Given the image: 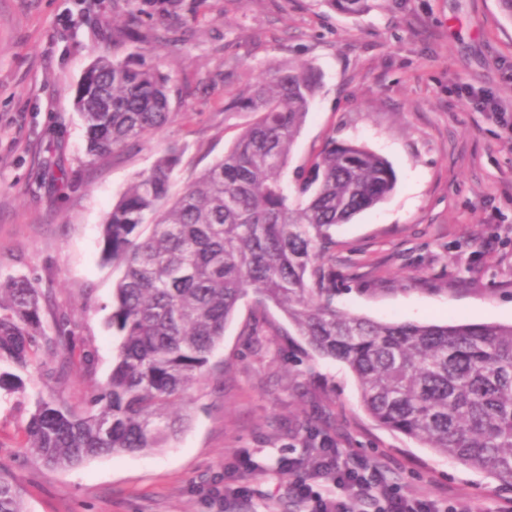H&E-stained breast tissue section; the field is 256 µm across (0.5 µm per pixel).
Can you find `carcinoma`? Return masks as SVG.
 I'll return each instance as SVG.
<instances>
[{
	"mask_svg": "<svg viewBox=\"0 0 512 512\" xmlns=\"http://www.w3.org/2000/svg\"><path fill=\"white\" fill-rule=\"evenodd\" d=\"M349 15L369 0H328ZM231 106L256 114L236 142L177 195L170 148L112 206L102 258L122 265L109 327L112 372L81 412L39 397L26 425L47 467L165 448L190 425L189 392L203 377L239 301L251 290L281 310L309 348L345 363L361 403L385 427L512 483V325L381 323L333 305L332 230L384 201L392 165L331 140L295 171L293 144L319 82L309 65L245 77ZM92 157L140 141L173 117L157 69L96 57L75 97ZM37 279H0V364L17 370L47 346L68 374L67 319L42 324ZM0 512H27L16 477L0 469Z\"/></svg>",
	"mask_w": 512,
	"mask_h": 512,
	"instance_id": "obj_1",
	"label": "carcinoma"
}]
</instances>
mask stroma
Masks as SVG:
<instances>
[{"instance_id":"1","label":"stroma","mask_w":512,"mask_h":512,"mask_svg":"<svg viewBox=\"0 0 512 512\" xmlns=\"http://www.w3.org/2000/svg\"><path fill=\"white\" fill-rule=\"evenodd\" d=\"M116 26L127 34L118 50ZM102 52L168 74L174 117L94 158L74 96ZM300 62L320 90L291 166L333 138L384 157L397 177L387 200L334 232L337 308L383 323H512V142L480 108L484 97L512 105V20L498 0H371L357 17L326 0H0V276L38 279L45 323L66 315L76 336L65 378L44 353L23 389L0 390V468L29 512H215L216 484L250 488L232 512H302L290 484L317 448L377 466L410 499L512 512L511 484L379 425L348 366L251 294L171 447L57 470L25 449L36 397L87 410L112 371L122 270L103 262L101 236L113 204L171 146L180 192L254 121L224 108L242 73Z\"/></svg>"}]
</instances>
